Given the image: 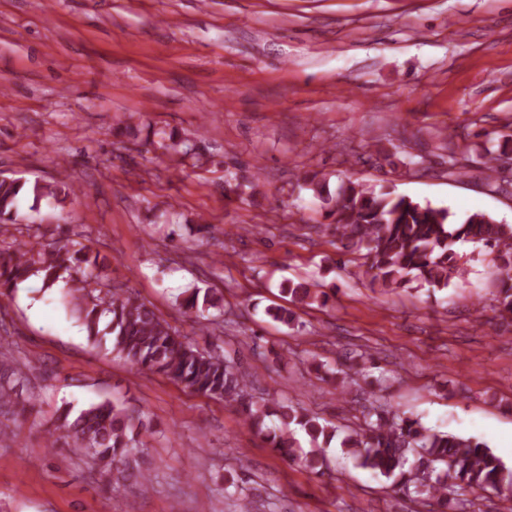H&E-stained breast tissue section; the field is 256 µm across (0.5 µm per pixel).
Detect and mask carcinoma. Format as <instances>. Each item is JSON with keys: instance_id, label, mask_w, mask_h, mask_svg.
I'll list each match as a JSON object with an SVG mask.
<instances>
[{"instance_id": "carcinoma-1", "label": "carcinoma", "mask_w": 512, "mask_h": 512, "mask_svg": "<svg viewBox=\"0 0 512 512\" xmlns=\"http://www.w3.org/2000/svg\"><path fill=\"white\" fill-rule=\"evenodd\" d=\"M512 158V143L487 151V186L493 193L512 196V180L502 175L501 163ZM301 186L319 198L332 222L327 225L345 250L360 253L361 275L370 287L383 292L419 287L442 290L464 276L457 246L472 243L495 254L499 289L496 298L501 317L512 319V225L475 211L457 217L444 207L397 195L384 187L360 182H341L330 192L318 173L298 177ZM69 185L32 187L18 180L0 182V227L18 221V204L31 194L63 202ZM100 252L79 240L41 234L34 242L11 240L0 233V295L7 296L32 276L43 278L45 287L62 282L69 304L86 327L94 344L110 339L112 351L139 369L167 378L176 385L211 399L237 404L249 425L257 428L282 458L295 457L299 429L309 438L310 450L302 466L316 474L328 468L325 445L337 429L328 421L291 404L256 405L247 399V375L231 360L201 349L148 304L103 274ZM281 291L291 302L311 305L327 302L328 294L308 282H286ZM195 288L185 307L200 320L216 306L217 298ZM22 376L11 366L0 365V413L24 416L31 402L22 395ZM362 420L341 441L344 452L359 466L392 481L395 493L427 512H473L466 497L478 489L498 498L499 512L512 504V470L483 442L426 428L420 419L406 416L377 401L363 407ZM275 417L270 426L265 420ZM146 427L141 415L104 400L78 412L59 407L53 422V448L64 449L92 463L106 487L136 478L142 491L149 490L150 475L138 468L139 436Z\"/></svg>"}]
</instances>
